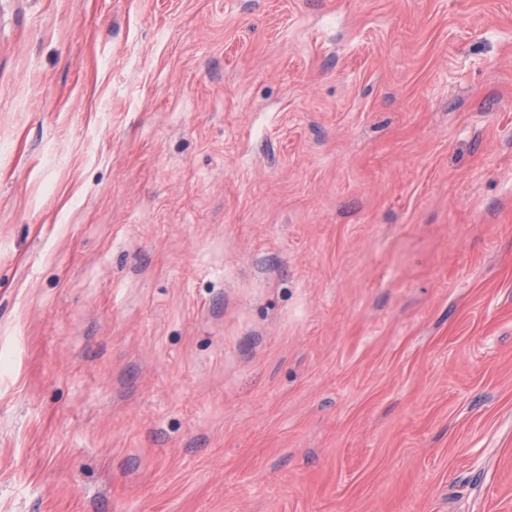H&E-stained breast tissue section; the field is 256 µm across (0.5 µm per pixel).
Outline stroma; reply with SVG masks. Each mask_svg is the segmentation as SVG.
Wrapping results in <instances>:
<instances>
[{"label": "stroma", "mask_w": 512, "mask_h": 512, "mask_svg": "<svg viewBox=\"0 0 512 512\" xmlns=\"http://www.w3.org/2000/svg\"><path fill=\"white\" fill-rule=\"evenodd\" d=\"M0 512H512V0H0Z\"/></svg>", "instance_id": "stroma-1"}]
</instances>
